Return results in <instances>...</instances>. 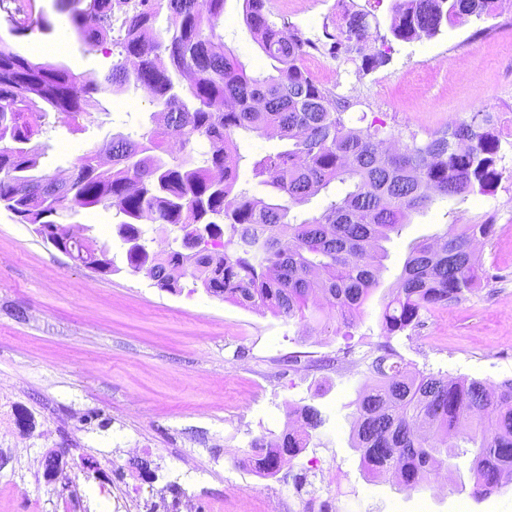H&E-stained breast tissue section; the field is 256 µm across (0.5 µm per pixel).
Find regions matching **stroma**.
Instances as JSON below:
<instances>
[{
    "label": "stroma",
    "instance_id": "obj_1",
    "mask_svg": "<svg viewBox=\"0 0 512 512\" xmlns=\"http://www.w3.org/2000/svg\"><path fill=\"white\" fill-rule=\"evenodd\" d=\"M33 6L50 31L15 36L0 10V38L34 63L42 60L36 45H58L52 62L88 80L108 73L111 42L86 45L59 0ZM353 6L367 12L371 36L336 57L328 35L342 22L344 0H269L274 22L317 42L303 66L320 86L352 97L351 117L424 141L451 120L493 113L502 136L494 192L439 199L413 214L387 242L381 286L350 328L325 315L304 325L246 309L188 278L182 292L161 290L129 271L114 211L96 206L73 218L94 245L109 244L117 270L104 275L0 208V254L7 258L0 264V380L15 385L0 396V428L23 436L17 445L0 440V512H140L162 486L171 495L195 494L199 512H305L295 480L327 454L334 472L311 487L331 512H512V483L474 496L469 456L457 458L447 492L406 490L367 475L350 441L356 399L385 340L382 298L410 244L448 225L493 221L496 233L481 260L487 278L465 300L423 313L391 345L425 371L490 384L512 379V13L465 17L432 38L402 42L390 33L394 0ZM224 44L247 74L271 73L240 0H226ZM376 51L386 63L360 72L362 54ZM98 101L84 130L54 112L39 123L34 141L47 148L43 172L73 170L112 134L149 121L144 90ZM305 405L325 418L308 448L277 476L256 474L254 441L282 437L289 409ZM52 452L71 472L68 486L55 484L45 468Z\"/></svg>",
    "mask_w": 512,
    "mask_h": 512
}]
</instances>
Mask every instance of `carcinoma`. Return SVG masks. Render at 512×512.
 Wrapping results in <instances>:
<instances>
[{"label":"carcinoma","mask_w":512,"mask_h":512,"mask_svg":"<svg viewBox=\"0 0 512 512\" xmlns=\"http://www.w3.org/2000/svg\"><path fill=\"white\" fill-rule=\"evenodd\" d=\"M12 32L50 29L33 15L28 0H13ZM226 0H64L82 40L95 46L122 19L116 62L101 81H84L66 67L33 63L0 38V206L20 224L69 247L72 258L110 274L117 267L106 248L68 239L65 220L102 206L120 217L116 234L128 268L150 267L155 285L182 290L191 278L215 297L284 319H306L315 296L320 310L350 326L380 286L383 242L400 234L412 213L441 198H466L494 191L500 178L502 140L494 117L478 111L419 142L389 134L398 147L381 152L383 125H350L351 98L317 85L302 60L314 42L270 19L266 0H242V17L274 73L249 75L224 50L218 33ZM495 11V0H396L390 31L400 41L434 36L464 17ZM175 25L156 26L161 13ZM336 34H326L333 54L369 38L366 13H347ZM143 89L163 123L112 135V167L87 151L67 180L37 173L45 149L30 145L36 131L28 112H57L68 124L96 106L95 96L112 89ZM276 132L280 150L251 163L264 195L238 188L236 135ZM342 189L320 214L300 219L292 207L331 184ZM173 235L180 249L160 253L144 217ZM495 233V225L449 224L443 235L415 241L401 273L383 298L386 339L415 328L424 311L459 302L487 278L471 241ZM369 366L371 384L357 399L351 445L363 470L394 474L415 489L429 482L428 470L448 465L456 441L472 445L470 471L475 495L512 483V379L489 389L480 379L417 370L389 343ZM299 414L303 427L285 433L254 457L259 473H272L283 453L294 457L323 426L310 405Z\"/></svg>","instance_id":"obj_1"}]
</instances>
